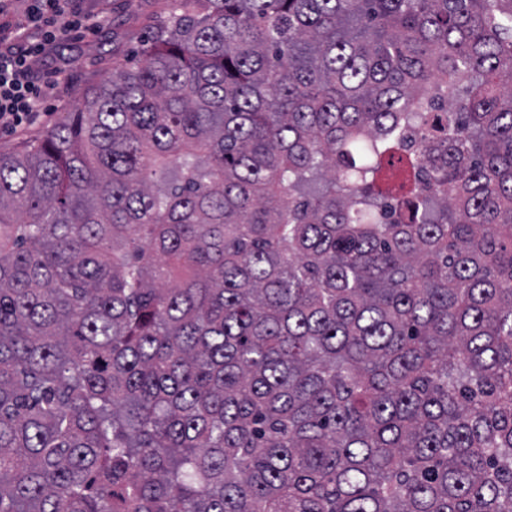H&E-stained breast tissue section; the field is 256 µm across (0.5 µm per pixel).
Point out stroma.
<instances>
[{"label": "stroma", "instance_id": "stroma-1", "mask_svg": "<svg viewBox=\"0 0 512 512\" xmlns=\"http://www.w3.org/2000/svg\"><path fill=\"white\" fill-rule=\"evenodd\" d=\"M78 11L103 23L97 32L65 36L35 69L47 82L40 121L24 131L0 132V152L35 141L74 111L86 90L113 70L136 63V50L169 12L171 0H77Z\"/></svg>", "mask_w": 512, "mask_h": 512}]
</instances>
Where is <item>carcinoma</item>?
<instances>
[{
    "mask_svg": "<svg viewBox=\"0 0 512 512\" xmlns=\"http://www.w3.org/2000/svg\"><path fill=\"white\" fill-rule=\"evenodd\" d=\"M0 153V512H512V0H173Z\"/></svg>",
    "mask_w": 512,
    "mask_h": 512,
    "instance_id": "1",
    "label": "carcinoma"
}]
</instances>
